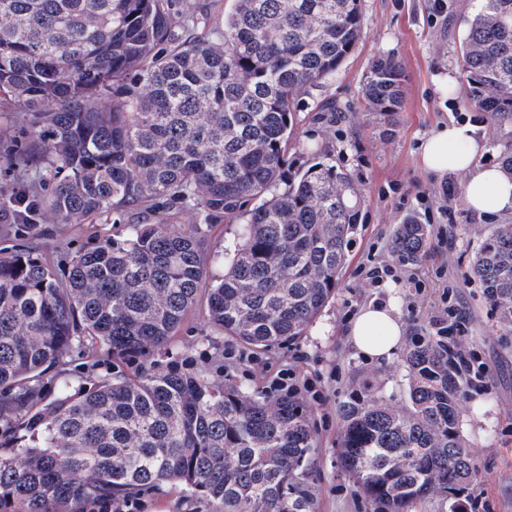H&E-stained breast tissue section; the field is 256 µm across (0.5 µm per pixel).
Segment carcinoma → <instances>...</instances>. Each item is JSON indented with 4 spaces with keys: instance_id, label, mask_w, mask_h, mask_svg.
<instances>
[{
    "instance_id": "obj_1",
    "label": "carcinoma",
    "mask_w": 512,
    "mask_h": 512,
    "mask_svg": "<svg viewBox=\"0 0 512 512\" xmlns=\"http://www.w3.org/2000/svg\"><path fill=\"white\" fill-rule=\"evenodd\" d=\"M173 0H0V107L27 117L40 215L82 224L142 205L195 213L188 230L130 224L68 261L59 278L32 249L0 254V512H86L164 485L212 512H315V440L298 395L267 399L202 375L129 376L174 339L200 295L210 328L265 350L298 341L336 296L363 195L327 158L286 174L298 102L336 74L362 36V0H233L224 31L181 35ZM468 102L512 121V0H483L461 41ZM402 72L371 67L370 111L393 125ZM233 224L224 276L202 248ZM427 228L398 226L416 262ZM512 328V224L471 261ZM112 355L90 384L47 371L85 342ZM405 400L372 378L339 409L341 462L374 512L455 499L477 479L460 427L467 384L433 336L405 355Z\"/></svg>"
}]
</instances>
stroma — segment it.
Returning <instances> with one entry per match:
<instances>
[{"label":"stroma","mask_w":512,"mask_h":512,"mask_svg":"<svg viewBox=\"0 0 512 512\" xmlns=\"http://www.w3.org/2000/svg\"><path fill=\"white\" fill-rule=\"evenodd\" d=\"M443 13H436V3ZM192 35L217 37L232 0H189ZM483 0H363V37L336 75L303 95L297 114V146L289 153L292 169L311 163L305 147L318 145L322 157L348 172L364 193L363 222L350 248L348 266L334 300L293 345L258 351L250 363L225 358L233 341L214 337L206 303L198 301L179 336L153 357L156 366L204 375L265 395L260 372L288 370L310 379L324 399L312 404L311 425L317 441L313 493L318 512H373L360 488L339 462L341 423L338 405L347 400L360 379L378 380L385 396L403 398L407 370L402 353L381 361L364 359L348 330L367 305L392 304L404 325L405 337L430 331L440 307L461 306L471 316L467 340L477 363L486 367L484 381L466 390L460 427L471 441L479 475L465 491L471 512H512V330L501 327L496 312L477 283L467 276L470 257L494 224H512V213L485 218L471 212L465 199V174L437 178L419 162L421 143L451 120L475 123L486 141L482 165L497 164L512 145V123L490 127L486 115L465 100L468 88L436 87L434 77L458 72V45L468 22ZM397 59L403 69L404 97L394 128L370 112L363 98L374 61ZM335 101L336 112L321 111ZM447 206L454 225L427 224L428 241L421 260L411 264L413 280L387 281L378 288L360 287L357 267L394 261L392 242L397 225L424 223L425 207ZM141 207L126 209L122 223L103 214L83 224H54L30 213L27 223H0V250L19 244L34 247L53 268H64L77 253L124 232L126 225L154 221Z\"/></svg>","instance_id":"1"}]
</instances>
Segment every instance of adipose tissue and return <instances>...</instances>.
<instances>
[{"label":"adipose tissue","mask_w":512,"mask_h":512,"mask_svg":"<svg viewBox=\"0 0 512 512\" xmlns=\"http://www.w3.org/2000/svg\"><path fill=\"white\" fill-rule=\"evenodd\" d=\"M486 148L476 124L452 120L440 125L421 145L420 162L429 173L445 176L463 173L468 180L465 197L469 208L484 217L512 212V171L499 165L482 166L477 158ZM404 327L388 304L361 310L349 336L358 351L369 358H387L402 340Z\"/></svg>","instance_id":"ef3b65f1"}]
</instances>
